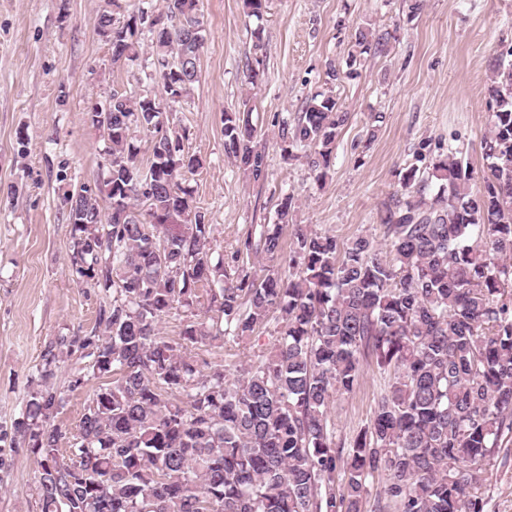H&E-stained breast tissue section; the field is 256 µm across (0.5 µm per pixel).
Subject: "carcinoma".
<instances>
[{"instance_id": "obj_1", "label": "carcinoma", "mask_w": 512, "mask_h": 512, "mask_svg": "<svg viewBox=\"0 0 512 512\" xmlns=\"http://www.w3.org/2000/svg\"><path fill=\"white\" fill-rule=\"evenodd\" d=\"M107 0L97 18L112 63L134 62L150 43L148 78L178 102L198 79L206 28L200 0L133 7L119 18ZM389 33L352 35L360 53ZM490 129L482 142L490 174L478 186L448 149L412 165L379 213L386 243L358 235L346 245L297 225L285 193L277 223L247 236L234 274L209 252L211 225L182 185L201 167L185 134L164 125L156 98L112 91L89 109L103 130V187L66 197L70 264L79 282L112 291L97 327L62 336L42 355L40 382L0 444L41 457V512H362L367 479L385 476L375 512H484L481 488L512 436V48L487 88ZM348 121L333 93L313 96L278 137L284 159L310 150L315 182L326 180ZM153 134L146 162L135 132ZM249 115L224 111V153L255 181L266 157ZM271 263L256 277L251 259ZM209 287L205 321L196 287ZM184 312L176 339L158 325ZM277 315L270 351L257 350L228 378L200 370L193 349L247 346ZM89 359L100 386L59 457L67 432L54 423L63 398L51 383L72 354ZM377 379L369 424L346 460L329 420L334 397Z\"/></svg>"}]
</instances>
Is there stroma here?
<instances>
[{
    "label": "stroma",
    "instance_id": "1",
    "mask_svg": "<svg viewBox=\"0 0 512 512\" xmlns=\"http://www.w3.org/2000/svg\"><path fill=\"white\" fill-rule=\"evenodd\" d=\"M105 0H0V425L19 416L39 380L42 353L61 336L95 327L104 288L71 273V226L65 195L102 181L100 131L87 109L112 91L142 88L143 61L112 64L96 18ZM207 39L199 76L188 96L164 119L185 129L186 150L203 166L190 176L194 197L212 226L211 248L233 270L248 234L273 223L277 201L292 194L294 221L345 243L379 238L378 214L416 159L431 163L460 151L476 177L487 162L481 143L490 128L487 87L499 54L512 47V0H424L411 14L406 0H266L262 18L244 0H201ZM344 29H337V20ZM359 28L386 30L384 53L365 54L348 77ZM260 38H253V31ZM261 53H254V41ZM260 55L264 77L248 84L246 63ZM343 72L325 84V64ZM333 91L349 120L336 140V158L316 186L303 158L284 161L278 122L296 116L316 93ZM248 111L267 162L254 181L224 154V113ZM72 355L54 386L63 397L56 424L71 436L101 381L71 387ZM376 379L365 375L353 394L337 396L329 418L345 441L367 426ZM39 456L29 448L0 451V512H40ZM486 512H512V461L495 464L484 483Z\"/></svg>",
    "mask_w": 512,
    "mask_h": 512
}]
</instances>
